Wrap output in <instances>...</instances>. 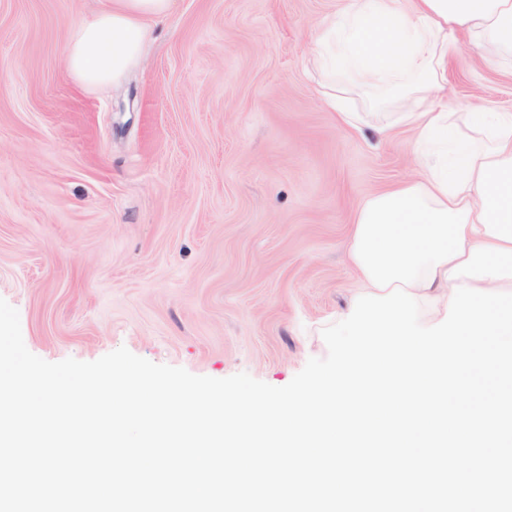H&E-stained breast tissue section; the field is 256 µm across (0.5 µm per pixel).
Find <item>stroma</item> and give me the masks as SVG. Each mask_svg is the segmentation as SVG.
<instances>
[{"instance_id":"stroma-1","label":"stroma","mask_w":512,"mask_h":512,"mask_svg":"<svg viewBox=\"0 0 512 512\" xmlns=\"http://www.w3.org/2000/svg\"><path fill=\"white\" fill-rule=\"evenodd\" d=\"M99 0H0V298L36 356L119 347L287 385L354 302L342 244L372 193L418 177L413 136L352 132L309 77L344 0H176L141 65L87 88L62 36ZM448 101L512 111V74L461 45Z\"/></svg>"}]
</instances>
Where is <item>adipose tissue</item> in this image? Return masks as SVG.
I'll return each mask as SVG.
<instances>
[{"label": "adipose tissue", "instance_id": "1", "mask_svg": "<svg viewBox=\"0 0 512 512\" xmlns=\"http://www.w3.org/2000/svg\"><path fill=\"white\" fill-rule=\"evenodd\" d=\"M173 0H100L63 34L64 62L83 86L136 67ZM467 38L512 70V0H346L317 23V92L346 127L365 122L349 93L379 88L388 126L414 133L419 179L367 198L344 242L361 292L414 293L419 324L439 322L453 286L512 292V113L448 109V62Z\"/></svg>", "mask_w": 512, "mask_h": 512}]
</instances>
